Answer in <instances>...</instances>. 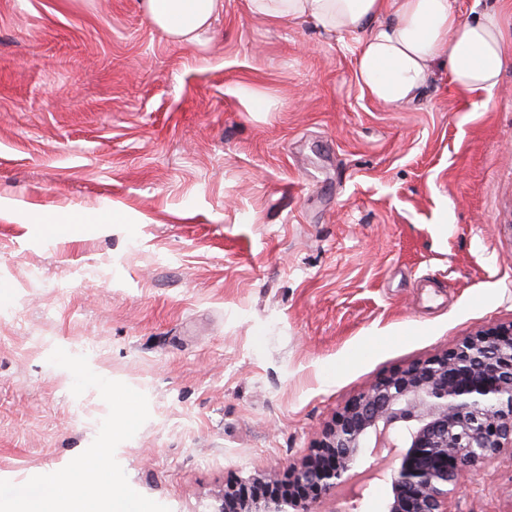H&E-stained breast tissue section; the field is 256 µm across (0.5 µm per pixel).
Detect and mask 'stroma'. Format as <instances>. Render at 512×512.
<instances>
[{
	"label": "stroma",
	"mask_w": 512,
	"mask_h": 512,
	"mask_svg": "<svg viewBox=\"0 0 512 512\" xmlns=\"http://www.w3.org/2000/svg\"><path fill=\"white\" fill-rule=\"evenodd\" d=\"M354 57L245 0L196 45L140 0H0V480L64 468L108 412L58 347L147 396L130 486L207 512L391 370L512 323V60L486 103L440 64L395 108ZM102 209L125 223L34 221ZM448 508L512 512V454Z\"/></svg>",
	"instance_id": "stroma-1"
}]
</instances>
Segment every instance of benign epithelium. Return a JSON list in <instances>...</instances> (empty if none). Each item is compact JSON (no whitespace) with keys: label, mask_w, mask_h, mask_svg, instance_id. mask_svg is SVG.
Returning <instances> with one entry per match:
<instances>
[{"label":"benign epithelium","mask_w":512,"mask_h":512,"mask_svg":"<svg viewBox=\"0 0 512 512\" xmlns=\"http://www.w3.org/2000/svg\"><path fill=\"white\" fill-rule=\"evenodd\" d=\"M383 450L394 453L383 512H450L472 471L512 453V323L383 376L336 413L305 461L237 479L207 512H317L323 498L347 512L339 490Z\"/></svg>","instance_id":"benign-epithelium-1"}]
</instances>
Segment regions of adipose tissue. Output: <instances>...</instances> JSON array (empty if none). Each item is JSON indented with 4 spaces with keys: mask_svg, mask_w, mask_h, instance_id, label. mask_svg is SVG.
<instances>
[{
    "mask_svg": "<svg viewBox=\"0 0 512 512\" xmlns=\"http://www.w3.org/2000/svg\"><path fill=\"white\" fill-rule=\"evenodd\" d=\"M142 7L169 39L191 43L224 0H142ZM246 7L272 24L309 22L324 34L354 38L357 89L389 106L411 102L439 62L463 98L481 102L512 54L499 8L466 19L451 0H246Z\"/></svg>",
    "mask_w": 512,
    "mask_h": 512,
    "instance_id": "adipose-tissue-1",
    "label": "adipose tissue"
}]
</instances>
